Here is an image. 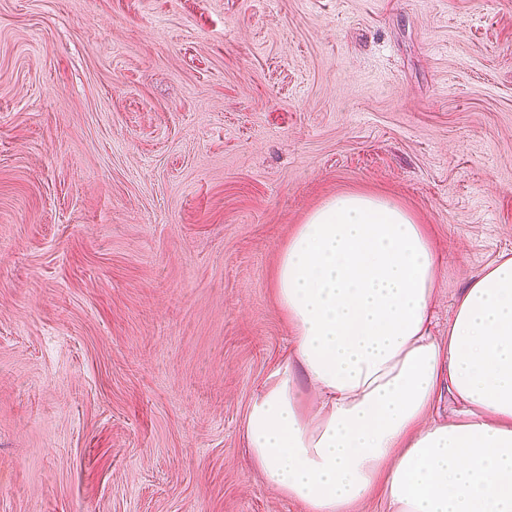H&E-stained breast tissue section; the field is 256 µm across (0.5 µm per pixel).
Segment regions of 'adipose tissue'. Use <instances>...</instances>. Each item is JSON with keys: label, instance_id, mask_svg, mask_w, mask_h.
I'll return each instance as SVG.
<instances>
[{"label": "adipose tissue", "instance_id": "adipose-tissue-1", "mask_svg": "<svg viewBox=\"0 0 512 512\" xmlns=\"http://www.w3.org/2000/svg\"><path fill=\"white\" fill-rule=\"evenodd\" d=\"M440 257L393 200L337 195L298 225L275 291L293 334L244 438L307 512H512V256L475 274L431 333ZM313 405H306L304 392ZM455 408L434 418L440 395Z\"/></svg>", "mask_w": 512, "mask_h": 512}]
</instances>
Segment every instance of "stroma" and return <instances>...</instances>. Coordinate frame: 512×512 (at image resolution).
<instances>
[{
    "mask_svg": "<svg viewBox=\"0 0 512 512\" xmlns=\"http://www.w3.org/2000/svg\"><path fill=\"white\" fill-rule=\"evenodd\" d=\"M347 191L512 254V0H0V512H306L243 438Z\"/></svg>",
    "mask_w": 512,
    "mask_h": 512,
    "instance_id": "35a3bbf8",
    "label": "stroma"
}]
</instances>
